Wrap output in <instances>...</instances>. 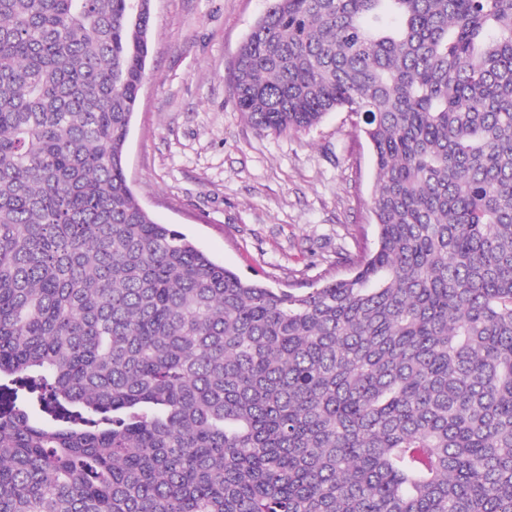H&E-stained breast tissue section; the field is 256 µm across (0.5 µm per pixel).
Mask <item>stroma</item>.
Returning a JSON list of instances; mask_svg holds the SVG:
<instances>
[{
    "label": "stroma",
    "instance_id": "obj_1",
    "mask_svg": "<svg viewBox=\"0 0 512 512\" xmlns=\"http://www.w3.org/2000/svg\"><path fill=\"white\" fill-rule=\"evenodd\" d=\"M268 0H154L149 57L126 146L141 204L213 260L288 289L345 276L374 246L371 150L359 115L259 133L229 91Z\"/></svg>",
    "mask_w": 512,
    "mask_h": 512
}]
</instances>
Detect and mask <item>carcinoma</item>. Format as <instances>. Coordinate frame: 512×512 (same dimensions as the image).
Listing matches in <instances>:
<instances>
[{
	"mask_svg": "<svg viewBox=\"0 0 512 512\" xmlns=\"http://www.w3.org/2000/svg\"><path fill=\"white\" fill-rule=\"evenodd\" d=\"M152 0H0V512H512V0H270L260 133L362 119L374 247L298 291L139 204Z\"/></svg>",
	"mask_w": 512,
	"mask_h": 512,
	"instance_id": "1",
	"label": "carcinoma"
}]
</instances>
